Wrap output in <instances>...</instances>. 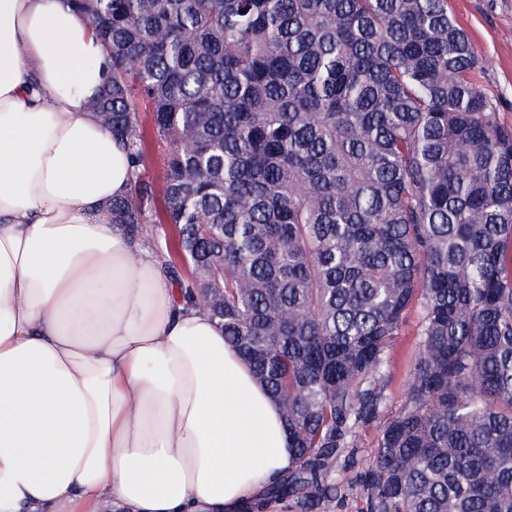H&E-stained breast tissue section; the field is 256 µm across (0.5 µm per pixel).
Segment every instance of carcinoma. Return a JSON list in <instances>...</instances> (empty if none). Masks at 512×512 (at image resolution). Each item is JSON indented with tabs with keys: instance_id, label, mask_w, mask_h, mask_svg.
I'll use <instances>...</instances> for the list:
<instances>
[{
	"instance_id": "1",
	"label": "carcinoma",
	"mask_w": 512,
	"mask_h": 512,
	"mask_svg": "<svg viewBox=\"0 0 512 512\" xmlns=\"http://www.w3.org/2000/svg\"><path fill=\"white\" fill-rule=\"evenodd\" d=\"M66 2L112 58L89 102L133 168L112 223L166 225L171 281L283 410L295 466L242 512L355 486L368 512H512V128L448 0ZM415 305L404 401L335 480ZM149 162L142 175L146 180L158 183L163 175L162 148L156 141L148 144ZM379 420L362 426L355 438V448L352 449L353 455L344 454L335 465V471L332 473L333 479L342 477L346 481H355L359 472L364 470L372 459L374 446L377 442L379 432Z\"/></svg>"
}]
</instances>
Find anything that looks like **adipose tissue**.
<instances>
[{
	"instance_id": "adipose-tissue-1",
	"label": "adipose tissue",
	"mask_w": 512,
	"mask_h": 512,
	"mask_svg": "<svg viewBox=\"0 0 512 512\" xmlns=\"http://www.w3.org/2000/svg\"><path fill=\"white\" fill-rule=\"evenodd\" d=\"M112 62L66 0H0V512H238L293 464L280 406L112 222Z\"/></svg>"
}]
</instances>
